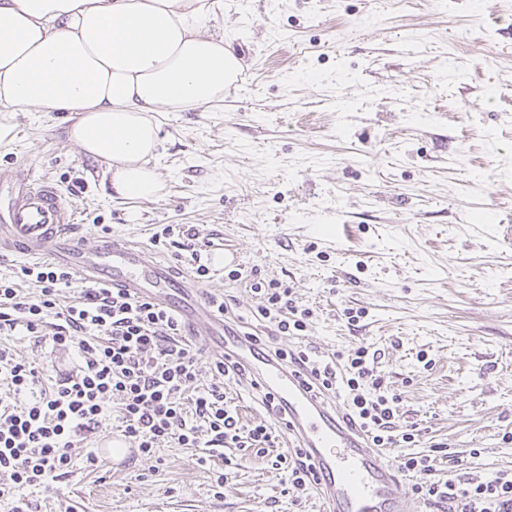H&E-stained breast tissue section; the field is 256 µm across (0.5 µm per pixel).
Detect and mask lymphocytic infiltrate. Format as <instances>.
I'll return each mask as SVG.
<instances>
[{"label":"lymphocytic infiltrate","instance_id":"obj_1","mask_svg":"<svg viewBox=\"0 0 512 512\" xmlns=\"http://www.w3.org/2000/svg\"><path fill=\"white\" fill-rule=\"evenodd\" d=\"M20 273L35 283L38 294L27 299L13 279L0 276V334L49 335L53 346L73 349L77 363L48 385L38 370L0 345V378L6 384L0 391L1 498L67 474L78 462L88 471L99 468L101 459L87 438L105 422L115 398L123 405L124 437L145 457L164 441L183 448L232 445L259 456L272 447L267 424L243 428L236 409L224 400L222 380L239 376L236 365L211 361L206 367L221 375V382L184 399L187 383L206 367L182 343L184 327L171 309L102 283L81 288L64 306L60 292L76 283L73 272L43 262L22 266ZM249 285L256 315L269 321L274 334L306 330L310 310L297 305L282 284L255 278ZM289 359L314 391L345 388L349 417L374 446L410 445L399 466L422 474L412 492L437 512H512V470L463 484L432 480L434 457L415 451V433L395 431L397 400L382 394L369 347L349 353L341 373L335 364L311 363L302 352Z\"/></svg>","mask_w":512,"mask_h":512}]
</instances>
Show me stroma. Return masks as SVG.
Returning a JSON list of instances; mask_svg holds the SVG:
<instances>
[{
	"mask_svg": "<svg viewBox=\"0 0 512 512\" xmlns=\"http://www.w3.org/2000/svg\"><path fill=\"white\" fill-rule=\"evenodd\" d=\"M223 2L208 27L239 54L242 81L223 102L158 113L161 196L113 198L107 163L71 144L59 112H0V182L26 160L87 242L122 234L178 278L194 260L153 235L192 226L200 259L238 256L243 279L215 268L198 286L240 332H269L246 275L281 283L312 316L274 346L321 363L370 345L399 430L437 450V479L450 450L462 479L512 469V0ZM0 343L48 381L74 365L28 336ZM217 381L205 370L197 384ZM223 384L241 425L268 424L285 453L259 392ZM19 497L34 512H319L313 490L252 451L173 443Z\"/></svg>",
	"mask_w": 512,
	"mask_h": 512,
	"instance_id": "35a3bbf8",
	"label": "stroma"
}]
</instances>
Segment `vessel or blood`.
<instances>
[{"label": "vessel or blood", "instance_id": "1", "mask_svg": "<svg viewBox=\"0 0 512 512\" xmlns=\"http://www.w3.org/2000/svg\"><path fill=\"white\" fill-rule=\"evenodd\" d=\"M77 223L52 182L31 166H19L0 206V256L45 258L86 282L155 297L173 307L190 335L206 337L222 346L225 358L245 364L259 386L276 397L289 447L302 449L310 461L321 512H421L385 449L372 447L333 396L311 391L280 357L260 356L252 343L230 335L229 322L198 288L175 280L145 248L115 236L87 245L76 234Z\"/></svg>", "mask_w": 512, "mask_h": 512}]
</instances>
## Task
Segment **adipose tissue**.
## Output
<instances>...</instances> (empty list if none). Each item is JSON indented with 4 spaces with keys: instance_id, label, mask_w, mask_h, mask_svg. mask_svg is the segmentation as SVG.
<instances>
[{
    "instance_id": "adipose-tissue-1",
    "label": "adipose tissue",
    "mask_w": 512,
    "mask_h": 512,
    "mask_svg": "<svg viewBox=\"0 0 512 512\" xmlns=\"http://www.w3.org/2000/svg\"><path fill=\"white\" fill-rule=\"evenodd\" d=\"M223 0H0V112H69V140L109 164L114 196L151 199L156 112L223 101L240 72L208 32Z\"/></svg>"
}]
</instances>
